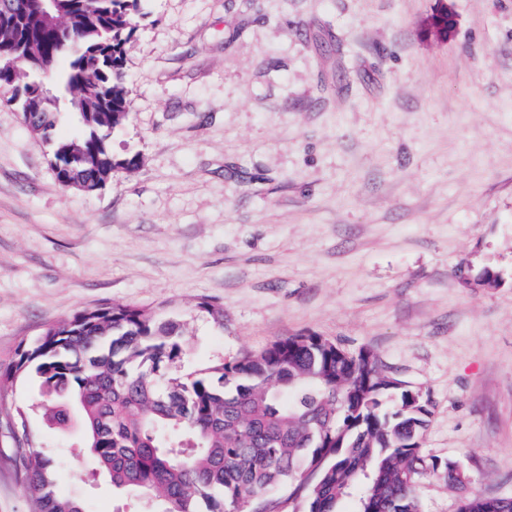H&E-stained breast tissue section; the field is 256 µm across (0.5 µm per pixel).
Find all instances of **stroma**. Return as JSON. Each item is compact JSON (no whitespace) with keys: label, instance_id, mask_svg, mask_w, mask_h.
Wrapping results in <instances>:
<instances>
[{"label":"stroma","instance_id":"stroma-1","mask_svg":"<svg viewBox=\"0 0 512 512\" xmlns=\"http://www.w3.org/2000/svg\"><path fill=\"white\" fill-rule=\"evenodd\" d=\"M451 11L454 27L431 24ZM128 121L100 189L60 185L0 102V369L53 322L129 304L184 326L189 374L289 336L356 352L432 404L422 512L512 497V0H140ZM57 487L132 502L78 429ZM0 423V512H32Z\"/></svg>","mask_w":512,"mask_h":512}]
</instances>
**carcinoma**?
<instances>
[{
	"instance_id": "cac0c4a2",
	"label": "carcinoma",
	"mask_w": 512,
	"mask_h": 512,
	"mask_svg": "<svg viewBox=\"0 0 512 512\" xmlns=\"http://www.w3.org/2000/svg\"><path fill=\"white\" fill-rule=\"evenodd\" d=\"M139 0H70L56 27L0 20V92L25 125L51 146L65 188L105 183L116 165L107 139L129 116L125 45ZM40 55L53 80L77 92V138L56 140L53 99L26 112L19 91L40 80L19 61ZM181 327L125 304L79 312L44 334L0 371V388L38 382L49 428L78 424L96 470L112 489L138 493L135 512H336L361 475V512H420L416 480L451 463L428 460L421 442L431 410L419 393L383 374L368 351L351 352L321 336H292L235 362L187 375ZM13 417L22 444L12 449L33 512H85L54 485L55 460L28 437V415ZM466 497L459 512H489Z\"/></svg>"
}]
</instances>
